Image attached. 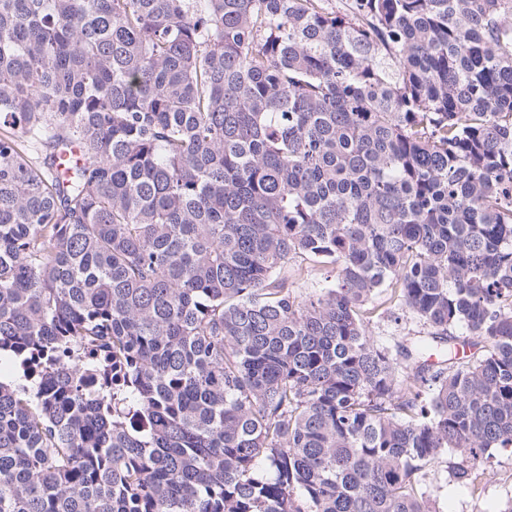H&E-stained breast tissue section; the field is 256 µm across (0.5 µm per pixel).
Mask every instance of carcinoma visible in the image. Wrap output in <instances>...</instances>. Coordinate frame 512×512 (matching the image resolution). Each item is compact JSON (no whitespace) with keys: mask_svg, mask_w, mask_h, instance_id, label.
<instances>
[{"mask_svg":"<svg viewBox=\"0 0 512 512\" xmlns=\"http://www.w3.org/2000/svg\"><path fill=\"white\" fill-rule=\"evenodd\" d=\"M385 290L426 334L375 343ZM77 344L0 381V512L475 484L512 451V0H0V358ZM328 269L314 267L309 261H301L300 258L293 259L288 264V276L293 284V292L297 296H305L319 288H322L335 281V274L328 272ZM329 276V278H326ZM326 280H330L327 282Z\"/></svg>","mask_w":512,"mask_h":512,"instance_id":"1","label":"carcinoma"}]
</instances>
